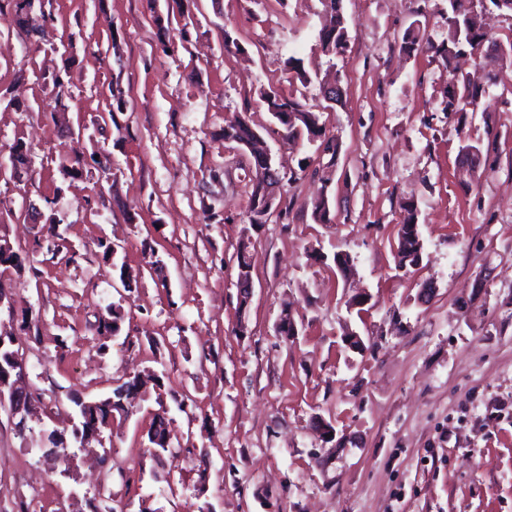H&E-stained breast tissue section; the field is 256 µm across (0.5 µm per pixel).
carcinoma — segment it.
<instances>
[{
    "label": "carcinoma",
    "mask_w": 512,
    "mask_h": 512,
    "mask_svg": "<svg viewBox=\"0 0 512 512\" xmlns=\"http://www.w3.org/2000/svg\"><path fill=\"white\" fill-rule=\"evenodd\" d=\"M16 12L19 13L22 23L30 34L39 32L47 22L44 11L34 12V0H14ZM324 12L330 15V24L323 27L319 33L321 52L332 59L342 54L347 46L348 32L344 15L341 11L340 0H320ZM447 10L444 13L447 25L446 37L434 44L425 38L421 28L424 24L416 20L404 33L400 48L407 52L415 51L423 46L440 56L446 68H451L453 61L460 53V49L469 46L478 49L493 41L490 30L487 28L482 15L471 17V11L464 8L463 0H446ZM512 53V43L504 48L497 45V52L493 56L479 55L477 65L486 73L489 84L497 83V68L504 55ZM486 88L471 83L466 78L452 76L448 80L445 91L447 98L446 108L450 112H474ZM267 109L277 119L286 132V138L293 140L299 135L307 136L308 141L323 145L322 151L336 160L339 145L333 138L326 137L325 129L320 123V115L313 107L292 96H284L276 92L264 93ZM224 139L236 142L249 153L254 169V183L251 195L249 215L262 206L272 210L282 180H266L260 177V170L267 168V154L261 145L258 135L251 126L241 117H237L224 126ZM407 216L404 218L399 231L398 246L395 258L398 267L416 265L421 259L422 243L420 232L411 229L416 220V207L412 203L404 206ZM312 217L321 224L331 223L328 197L324 196L312 203ZM238 280L237 288L240 292V308H245L249 297L251 263L247 252V245L241 244L237 253ZM122 321L121 312L112 307L108 316L101 320L99 335L109 339L118 334L119 323ZM69 401L77 408L85 425L100 433L108 429L114 419V414L125 413V408L119 403V398L111 394L106 398L86 400L78 394L69 396ZM173 433L168 425L161 422L156 427V433H147V452L156 467H165L172 471L175 455L172 451Z\"/></svg>",
    "instance_id": "carcinoma-1"
}]
</instances>
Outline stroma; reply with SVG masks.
<instances>
[{
  "label": "stroma",
  "instance_id": "1",
  "mask_svg": "<svg viewBox=\"0 0 512 512\" xmlns=\"http://www.w3.org/2000/svg\"><path fill=\"white\" fill-rule=\"evenodd\" d=\"M443 6L342 0L347 96L322 114L332 159L285 140L262 99L321 106L318 84L286 66L324 64L320 0H44L55 21L39 42L0 0V237L27 257L0 275L11 303L0 327L15 328L44 403L23 437L0 409V512H102L103 491L125 512H512V56L477 112L448 111L442 59L399 49L422 16L441 42ZM54 74L62 93L44 82ZM116 91L124 107L102 122ZM238 116L290 175L255 226L251 158L224 138ZM464 137L480 143L479 166L460 154ZM17 143L29 152L22 177L8 160ZM75 151L108 157L111 175L64 173ZM323 191L331 221L318 224ZM408 201L422 258L399 269ZM54 213L74 262L36 244ZM102 238L118 244L114 262ZM122 265L140 273L136 288L123 287ZM361 293L359 310L349 301ZM113 304L124 319L104 349ZM285 310L291 336L278 328ZM147 370L163 387L114 420L110 458L42 454L43 434L71 428L70 393L99 398ZM162 411L177 437L170 484L146 453ZM237 263H238V280H237V288H239L240 292V308L241 310L245 308L247 304V299L249 297L248 288H250V270L251 263L249 254L247 252V245L245 242L241 244L237 253Z\"/></svg>",
  "mask_w": 512,
  "mask_h": 512
}]
</instances>
